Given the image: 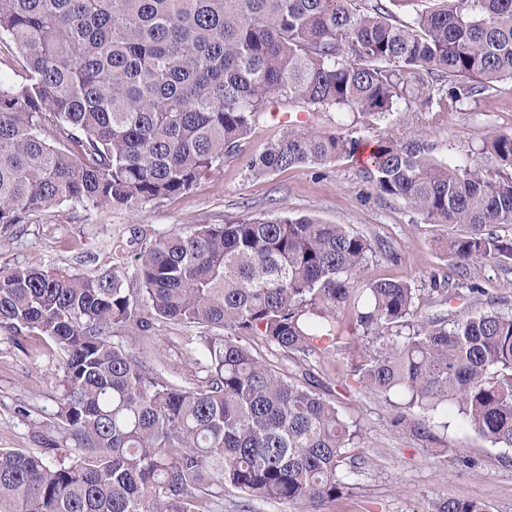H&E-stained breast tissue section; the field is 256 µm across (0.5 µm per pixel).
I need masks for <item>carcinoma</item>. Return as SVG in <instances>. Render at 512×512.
Instances as JSON below:
<instances>
[{"mask_svg": "<svg viewBox=\"0 0 512 512\" xmlns=\"http://www.w3.org/2000/svg\"><path fill=\"white\" fill-rule=\"evenodd\" d=\"M0 0V38L24 72L0 82V225L64 202L134 208L183 194L240 142L273 99L314 112L384 118L490 95L512 84V0ZM410 15L403 24L395 9ZM344 124L291 128L245 167L257 175L328 165L361 152ZM486 148L512 167V132ZM426 144L380 140L366 171L455 233L454 265L511 260L512 179ZM374 252L366 237L309 216L201 224L134 256L141 288L116 268L90 276L0 269V330L51 339L64 361L59 419L79 457L49 464L0 448V512H201L215 484L251 499L313 505L352 486L357 435L315 390L314 376L275 371L241 343L259 337L291 358L339 349L348 307L369 353L359 387L405 399L394 424L425 438L414 410L455 417L512 449V310L416 321L407 282L351 284ZM205 327L203 384L153 374L110 343L118 323ZM436 512H488L448 498Z\"/></svg>", "mask_w": 512, "mask_h": 512, "instance_id": "carcinoma-1", "label": "carcinoma"}]
</instances>
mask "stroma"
<instances>
[{
	"label": "stroma",
	"mask_w": 512,
	"mask_h": 512,
	"mask_svg": "<svg viewBox=\"0 0 512 512\" xmlns=\"http://www.w3.org/2000/svg\"><path fill=\"white\" fill-rule=\"evenodd\" d=\"M345 122L354 136L371 144L387 137L404 143L418 135L429 144L435 162L463 158L488 177L512 176V168L484 147L489 132L512 131V88L439 112L402 109L382 119L350 111ZM284 131V126L267 121L257 124L243 140L240 156L216 163L189 192L178 196L134 209L65 204L29 214L23 223L0 232V267L62 269L91 276L134 228L148 243L199 224L308 215L345 225L372 243L396 245L397 257L372 255L366 278H390L426 290L431 278L438 276L455 285L450 302L422 305V315L512 308V268L480 260L457 269L443 249L447 225L425 223L405 201L377 195L360 158L266 175L249 172L246 157L263 151ZM201 334L200 328L177 322H158L147 332L129 322L115 325L109 339L153 373L191 387L206 376L208 357ZM244 343L282 373L298 375L306 368L315 372L321 396L333 402L358 432L352 453L359 473L353 488L315 508L302 501H250L219 487L206 501L208 512H434L437 502L448 497L479 501L489 512H512V450L493 447L442 417L427 421L429 436L422 440L395 427L396 402L358 388L350 377L352 364L368 345L361 333L348 330L340 349L302 365L260 338L248 337ZM61 376L62 359L52 341L0 333V448L49 461L74 454L76 444L56 418Z\"/></svg>",
	"instance_id": "obj_1"
}]
</instances>
